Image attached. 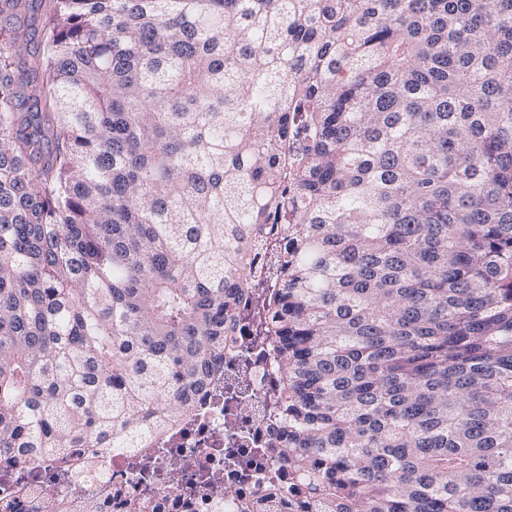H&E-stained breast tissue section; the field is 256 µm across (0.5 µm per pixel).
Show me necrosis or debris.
<instances>
[{"label": "necrosis or debris", "instance_id": "1", "mask_svg": "<svg viewBox=\"0 0 512 512\" xmlns=\"http://www.w3.org/2000/svg\"><path fill=\"white\" fill-rule=\"evenodd\" d=\"M282 356L276 344L233 337L226 345L195 413L143 441L138 452L155 473L140 477L125 451L65 448L42 459L0 455V498L12 512H245L274 497L279 512H311L290 489L277 457L259 456L288 441L272 410Z\"/></svg>", "mask_w": 512, "mask_h": 512}]
</instances>
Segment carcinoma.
I'll return each mask as SVG.
<instances>
[{"instance_id":"carcinoma-1","label":"carcinoma","mask_w":512,"mask_h":512,"mask_svg":"<svg viewBox=\"0 0 512 512\" xmlns=\"http://www.w3.org/2000/svg\"><path fill=\"white\" fill-rule=\"evenodd\" d=\"M0 0V451L136 448L236 326L316 512H512V0Z\"/></svg>"}]
</instances>
